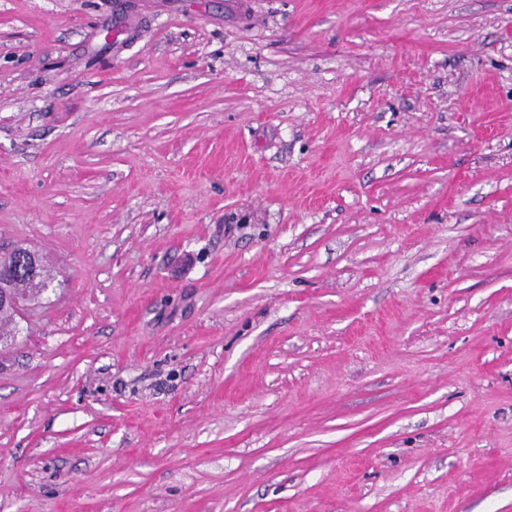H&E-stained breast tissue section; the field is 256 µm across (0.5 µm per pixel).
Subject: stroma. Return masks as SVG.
Masks as SVG:
<instances>
[{"label": "stroma", "mask_w": 512, "mask_h": 512, "mask_svg": "<svg viewBox=\"0 0 512 512\" xmlns=\"http://www.w3.org/2000/svg\"><path fill=\"white\" fill-rule=\"evenodd\" d=\"M0 512H512V0H0ZM37 259L39 269L36 275L30 273V260ZM0 267L10 273L3 280L1 288L10 294L26 300L29 304L38 301L51 281V270L44 257L37 251L16 243L11 248L0 250Z\"/></svg>", "instance_id": "35a3bbf8"}]
</instances>
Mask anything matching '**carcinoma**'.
Segmentation results:
<instances>
[{
  "label": "carcinoma",
  "instance_id": "carcinoma-1",
  "mask_svg": "<svg viewBox=\"0 0 512 512\" xmlns=\"http://www.w3.org/2000/svg\"><path fill=\"white\" fill-rule=\"evenodd\" d=\"M0 267L9 277L0 286L10 294L29 303L37 301L51 281V270L44 257L21 244L0 250ZM21 311L11 304L0 305V336H10L18 330Z\"/></svg>",
  "mask_w": 512,
  "mask_h": 512
}]
</instances>
